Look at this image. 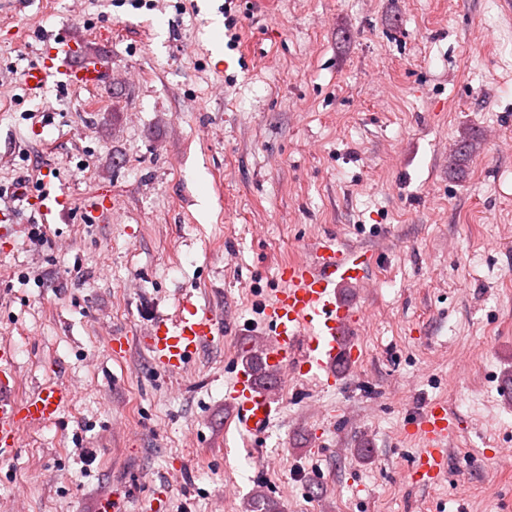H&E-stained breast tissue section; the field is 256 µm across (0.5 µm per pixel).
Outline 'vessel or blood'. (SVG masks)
<instances>
[{"mask_svg": "<svg viewBox=\"0 0 512 512\" xmlns=\"http://www.w3.org/2000/svg\"><path fill=\"white\" fill-rule=\"evenodd\" d=\"M45 42L49 49L42 63L24 74L25 82L35 89H43L51 80L80 88H95L108 80L111 68L104 58L79 55L74 44L60 33L47 36ZM372 263L370 250L341 249L333 239L326 238L311 248L306 259L281 266L282 286L263 307L272 337L264 350L265 364L274 378L261 387L250 370L236 372L228 398L239 428L255 437L266 432L278 411L277 392L288 367L332 385L339 380L337 364L356 360V346L344 341L343 336L355 329L361 312L341 298L339 290L365 281ZM221 333L211 312L188 302L177 318L155 321L145 345L160 370L180 372L204 343ZM15 384L12 354L9 349L0 348L1 456L17 448L27 423L55 420L70 398L68 389L54 386L35 390L26 399L18 400L12 396ZM455 426L446 406L435 403L428 407L421 421L424 447L410 469L413 481L429 484L445 471L444 443Z\"/></svg>", "mask_w": 512, "mask_h": 512, "instance_id": "1", "label": "vessel or blood"}]
</instances>
